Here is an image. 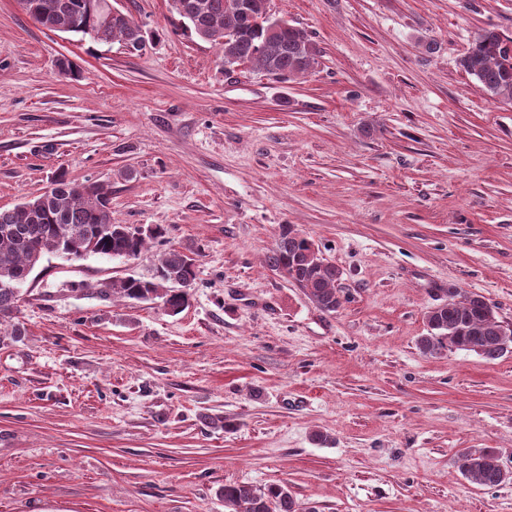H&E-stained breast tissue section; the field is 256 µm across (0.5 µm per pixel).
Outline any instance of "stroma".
Wrapping results in <instances>:
<instances>
[{
	"label": "stroma",
	"mask_w": 512,
	"mask_h": 512,
	"mask_svg": "<svg viewBox=\"0 0 512 512\" xmlns=\"http://www.w3.org/2000/svg\"><path fill=\"white\" fill-rule=\"evenodd\" d=\"M130 52L0 0V208L58 173L115 220L161 228L134 259L44 256L0 324V512H224L227 483L319 512H512L454 464L512 471V354H423L448 288L512 327V103L459 65L512 38V0H271L316 63L225 71L170 0H112ZM292 226L342 270L319 308L267 262ZM194 256L190 305L101 296ZM328 434L327 443L313 439ZM455 466L472 483L495 487L507 482L496 452L490 448L466 451L454 460Z\"/></svg>",
	"instance_id": "1"
}]
</instances>
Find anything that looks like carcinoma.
I'll list each match as a JSON object with an SVG mask.
<instances>
[{"instance_id": "carcinoma-1", "label": "carcinoma", "mask_w": 512, "mask_h": 512, "mask_svg": "<svg viewBox=\"0 0 512 512\" xmlns=\"http://www.w3.org/2000/svg\"><path fill=\"white\" fill-rule=\"evenodd\" d=\"M187 10L174 9L184 26L207 42L219 46L224 62L244 60L278 80H289L312 68L315 49L301 29L287 25L274 35L251 24L245 14L247 0H186ZM24 12L45 28L72 33L94 42L122 41L130 51L145 46L141 28L131 16L119 12L104 22L98 0H19ZM461 67L493 98L512 101V39L494 29H484L473 39L460 60ZM160 231L140 232L112 220L109 196L98 185H80L57 176L45 193L10 209H0V283L26 281L40 253L78 254L94 243L95 254L108 257L138 255L147 240ZM313 242L288 228L281 232L267 256L271 267L288 271L293 282L307 291L321 309L341 306L337 268L314 257ZM195 280V263L189 254L170 249L159 259L149 279L128 278L112 284L111 291L126 299H160L178 314L188 306V293L172 288ZM21 295L0 288V319L18 309ZM429 332L419 340L424 354L466 350L487 360L512 353V335L495 317L493 306L481 295L448 289V298L427 314ZM455 466L471 482L495 487L506 478L496 452L490 448L459 454ZM227 512H303L288 489L280 485L256 488L233 483L220 489Z\"/></svg>"}]
</instances>
